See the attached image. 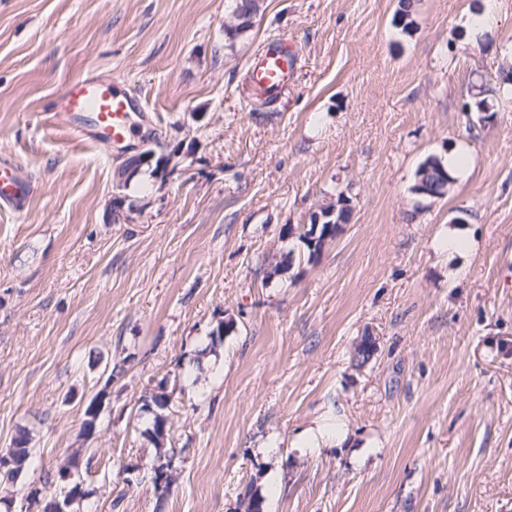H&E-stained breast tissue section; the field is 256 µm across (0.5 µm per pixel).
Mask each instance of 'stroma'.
Returning a JSON list of instances; mask_svg holds the SVG:
<instances>
[{"mask_svg": "<svg viewBox=\"0 0 512 512\" xmlns=\"http://www.w3.org/2000/svg\"><path fill=\"white\" fill-rule=\"evenodd\" d=\"M486 6L414 0L408 35L399 0H260L230 36L231 0H0V156L37 188L26 214L0 212V452L24 430L43 462L14 500L58 493L79 448L91 506L68 512H239L249 484L265 512H512V101L488 95L485 123L465 109L512 67V0L473 36L464 20ZM274 38L297 66L264 100L247 71ZM88 72L146 103L129 149L175 148L166 179L146 166L118 190L115 145L45 123ZM454 150L465 172L417 202L420 163ZM340 191L337 240L268 277L273 255L306 252L284 228ZM451 230L468 250H436ZM368 332L378 351L359 368ZM177 377L160 507L120 474L149 469L139 398ZM338 422L348 444H302Z\"/></svg>", "mask_w": 512, "mask_h": 512, "instance_id": "obj_1", "label": "stroma"}]
</instances>
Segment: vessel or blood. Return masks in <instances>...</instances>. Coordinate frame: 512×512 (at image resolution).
Returning <instances> with one entry per match:
<instances>
[{
  "label": "vessel or blood",
  "instance_id": "1",
  "mask_svg": "<svg viewBox=\"0 0 512 512\" xmlns=\"http://www.w3.org/2000/svg\"><path fill=\"white\" fill-rule=\"evenodd\" d=\"M295 63L286 39L271 40L252 59L249 81L257 93L277 95L287 86ZM117 84V79L109 75H81L53 100L47 122L83 142L126 143L132 135V116L141 111L142 102L121 92ZM33 195L31 183L18 166L8 159L0 160V208L25 214Z\"/></svg>",
  "mask_w": 512,
  "mask_h": 512
}]
</instances>
